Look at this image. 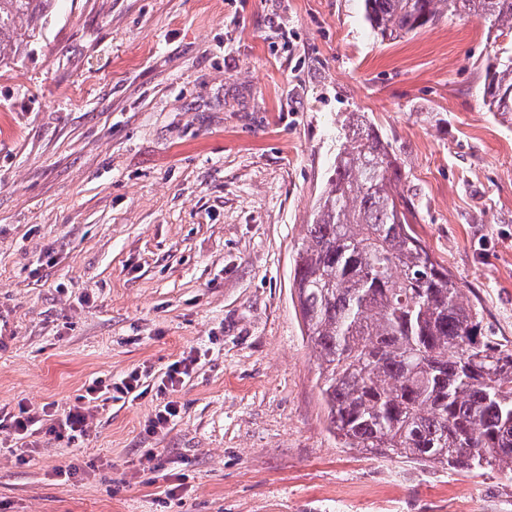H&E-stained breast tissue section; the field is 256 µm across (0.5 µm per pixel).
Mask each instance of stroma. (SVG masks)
<instances>
[{"instance_id": "1", "label": "stroma", "mask_w": 512, "mask_h": 512, "mask_svg": "<svg viewBox=\"0 0 512 512\" xmlns=\"http://www.w3.org/2000/svg\"><path fill=\"white\" fill-rule=\"evenodd\" d=\"M39 27L0 52V411L145 383L79 440L1 439L0 512H512L510 473L338 444L293 290L362 112L417 234L512 341V122L483 100V24L383 42L362 0H51ZM194 360L189 357L175 361L169 366V370L160 379L157 385V393L163 395V401L157 405L154 417L151 421V430L153 433L163 432L168 429L169 425L179 415L180 408L177 401L173 399H165L166 394L177 391L176 388L184 383L189 373L193 371Z\"/></svg>"}]
</instances>
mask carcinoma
Segmentation results:
<instances>
[{"label":"carcinoma","mask_w":512,"mask_h":512,"mask_svg":"<svg viewBox=\"0 0 512 512\" xmlns=\"http://www.w3.org/2000/svg\"><path fill=\"white\" fill-rule=\"evenodd\" d=\"M50 0H0V50ZM474 18L497 41L489 110L512 120V0H364L396 40L444 17ZM333 174L294 258L303 333L319 360L329 430L345 448L462 471L512 474V346L496 339L459 281L410 224L389 142L352 112Z\"/></svg>","instance_id":"1"}]
</instances>
